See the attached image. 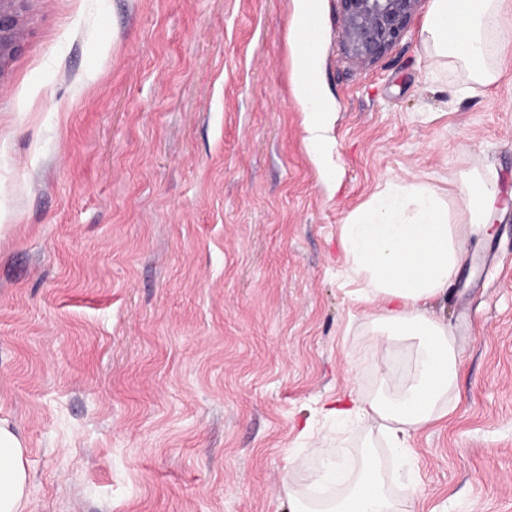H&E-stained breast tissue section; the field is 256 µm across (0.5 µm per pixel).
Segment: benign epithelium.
<instances>
[{
    "label": "benign epithelium",
    "instance_id": "benign-epithelium-1",
    "mask_svg": "<svg viewBox=\"0 0 512 512\" xmlns=\"http://www.w3.org/2000/svg\"><path fill=\"white\" fill-rule=\"evenodd\" d=\"M342 17L338 41L359 65L382 59L404 36L422 0H339ZM17 35L10 16L0 9V60L7 48H16Z\"/></svg>",
    "mask_w": 512,
    "mask_h": 512
}]
</instances>
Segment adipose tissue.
Segmentation results:
<instances>
[{
	"instance_id": "ef3b65f1",
	"label": "adipose tissue",
	"mask_w": 512,
	"mask_h": 512,
	"mask_svg": "<svg viewBox=\"0 0 512 512\" xmlns=\"http://www.w3.org/2000/svg\"><path fill=\"white\" fill-rule=\"evenodd\" d=\"M316 0H297L293 49L299 64L292 73L295 94L317 118L307 127L311 145L330 139L323 112L330 106L315 94L319 29ZM425 45L436 69L461 65L478 85L495 82L498 59L512 48V0H432L424 24ZM496 211L494 177L472 166L460 179L440 185L430 180L388 178L340 228L345 275L364 303L375 306L369 322L370 344L382 356L380 389L372 396L348 392L328 407L342 422L379 424L391 448L406 449L412 434L447 416L461 360L448 327L431 310L459 264L468 239L491 231ZM408 346L409 370L397 391H390L391 349ZM313 485L342 486L331 496L305 497L292 484L284 491L291 512H397L376 455L363 453L348 473L340 448H319ZM28 470L19 435L0 422V512H24Z\"/></svg>"
}]
</instances>
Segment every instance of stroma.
I'll use <instances>...</instances> for the list:
<instances>
[{
  "instance_id": "obj_1",
  "label": "stroma",
  "mask_w": 512,
  "mask_h": 512,
  "mask_svg": "<svg viewBox=\"0 0 512 512\" xmlns=\"http://www.w3.org/2000/svg\"><path fill=\"white\" fill-rule=\"evenodd\" d=\"M330 142L306 140L296 0H13L0 61V420L25 512H290L315 447L414 462L419 512H512V207L435 310L462 363L406 454L323 412L374 393L340 226L383 179L481 162L512 200V53L468 94L422 27L361 66L319 0ZM293 451L291 473L281 457ZM13 1V0H1L0 1V61L4 57V51L6 48H11L12 51L16 48L17 33L15 31V25L10 16L2 10V2Z\"/></svg>"
}]
</instances>
